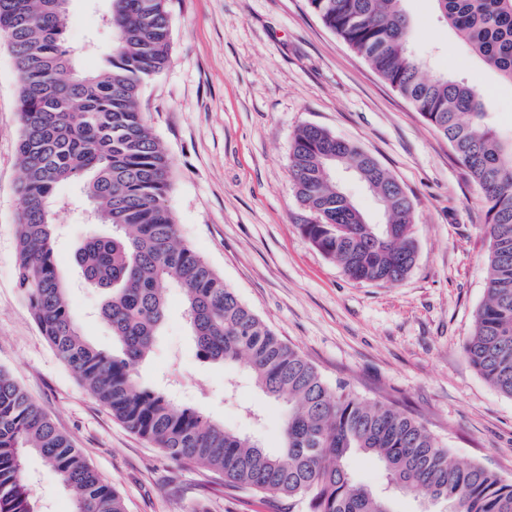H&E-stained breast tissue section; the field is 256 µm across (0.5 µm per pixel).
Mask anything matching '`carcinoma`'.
<instances>
[{"label": "carcinoma", "instance_id": "cac0c4a2", "mask_svg": "<svg viewBox=\"0 0 512 512\" xmlns=\"http://www.w3.org/2000/svg\"><path fill=\"white\" fill-rule=\"evenodd\" d=\"M112 51L98 71H80L66 45L67 0H0V43L19 79L22 177L17 288L56 356L132 433L178 465H199L231 490L301 504L302 512H392L387 497L356 483L353 452L374 458L393 488L444 512H512V483L479 464L461 466L416 418L367 402L346 385L331 389L316 367L283 341L224 278L177 234L165 205L173 164L139 108L143 86L169 64L167 0H111ZM402 0H309L323 24L450 143L487 205L490 236L486 300L466 353L484 379L512 396V142L484 123L481 98L448 74L423 75L411 54ZM456 35L512 83V0H435ZM346 165L382 207L404 199L394 178L360 146L317 125L298 128L290 151L296 197L319 222L305 237L350 279L392 283L412 269L411 224H373L336 185ZM84 180L92 220L75 263L104 291L99 311L116 350L96 348L73 316L54 250L57 186ZM112 225V234L96 231ZM182 291L198 356L241 365L256 388L288 404L282 445L257 441L143 386L138 367L161 335L167 291ZM38 453L73 492L71 512H126L116 489L87 463L26 391L0 369V512H44L25 468Z\"/></svg>", "mask_w": 512, "mask_h": 512}]
</instances>
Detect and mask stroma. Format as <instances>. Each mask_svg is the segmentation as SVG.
I'll return each instance as SVG.
<instances>
[{
	"label": "stroma",
	"instance_id": "stroma-1",
	"mask_svg": "<svg viewBox=\"0 0 512 512\" xmlns=\"http://www.w3.org/2000/svg\"><path fill=\"white\" fill-rule=\"evenodd\" d=\"M412 54L426 75L464 78L482 96L487 122L512 140V84L458 38L433 0H403ZM110 0H68L67 40L78 64L100 66L112 48ZM173 47L146 85L140 109L173 161L167 204L178 234L260 318L313 363L328 386L396 404L417 416L461 464L478 463L512 483V397L490 386L465 354L486 299L490 240L479 186L447 139L326 28L307 0H168ZM18 76L0 45V367L122 495L127 512H288L252 493L225 489L203 467H177L130 433L54 354L15 280L21 175ZM321 126L359 144L403 186L415 208L416 263L393 284L356 282L305 237L289 172L293 133ZM56 255L71 281V310L95 346L112 336L96 317L97 288L81 283L74 251L87 231L81 180L56 191ZM173 401L253 437L281 439L282 404L247 373L202 362L170 290L163 335L139 369ZM259 418L246 415V406ZM353 479L388 490L361 455ZM393 512L421 500L388 490Z\"/></svg>",
	"mask_w": 512,
	"mask_h": 512
}]
</instances>
